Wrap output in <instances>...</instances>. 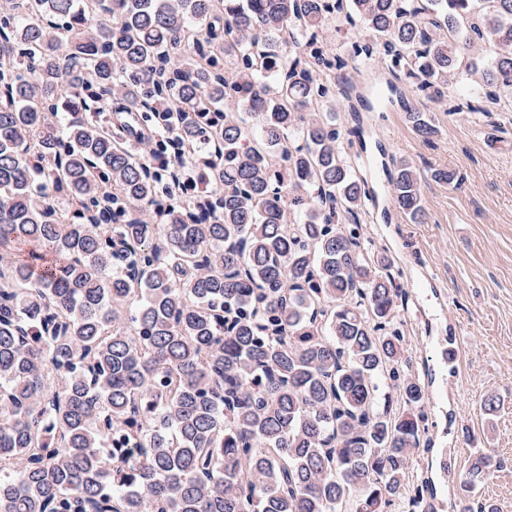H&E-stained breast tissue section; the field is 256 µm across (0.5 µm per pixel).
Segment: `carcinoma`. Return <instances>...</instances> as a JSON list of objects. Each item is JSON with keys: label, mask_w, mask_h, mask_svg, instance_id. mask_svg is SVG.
Wrapping results in <instances>:
<instances>
[{"label": "carcinoma", "mask_w": 512, "mask_h": 512, "mask_svg": "<svg viewBox=\"0 0 512 512\" xmlns=\"http://www.w3.org/2000/svg\"><path fill=\"white\" fill-rule=\"evenodd\" d=\"M362 56L491 112L512 0L0 6V512H420L403 292L326 111ZM390 189L423 222L412 161ZM493 466L449 512H497Z\"/></svg>", "instance_id": "carcinoma-1"}]
</instances>
